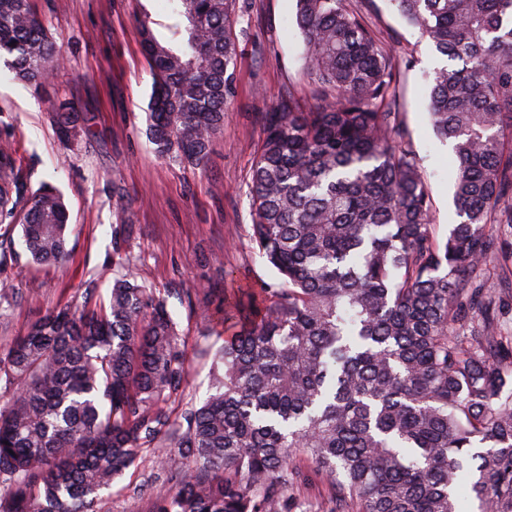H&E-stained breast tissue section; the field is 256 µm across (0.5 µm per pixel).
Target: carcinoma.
<instances>
[{"mask_svg": "<svg viewBox=\"0 0 512 512\" xmlns=\"http://www.w3.org/2000/svg\"><path fill=\"white\" fill-rule=\"evenodd\" d=\"M446 57L428 114L454 155L460 222L440 236L395 103L408 61L345 0H296L306 73L335 96L264 114L251 239L276 270L263 302L224 297L204 404L172 418L186 349L164 300L113 248L112 288L65 303L0 345V512H97L144 450L170 477L149 512H297L319 476L329 512H512V331L493 264L512 260V0H386ZM170 38L140 20L155 81L147 135L162 160L203 164L233 91L237 0H168ZM63 61L30 0H0V62L48 84ZM70 144L83 113L50 102ZM62 194L27 182L0 141V249L21 228L36 264H61Z\"/></svg>", "mask_w": 512, "mask_h": 512, "instance_id": "obj_1", "label": "carcinoma"}]
</instances>
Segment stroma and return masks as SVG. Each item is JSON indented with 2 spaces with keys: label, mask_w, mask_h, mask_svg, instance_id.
Masks as SVG:
<instances>
[{
  "label": "stroma",
  "mask_w": 512,
  "mask_h": 512,
  "mask_svg": "<svg viewBox=\"0 0 512 512\" xmlns=\"http://www.w3.org/2000/svg\"><path fill=\"white\" fill-rule=\"evenodd\" d=\"M375 21L410 65L394 106L407 144L433 198L432 219L447 234L457 216L452 153L436 139L426 112V77L443 62L420 32L384 0H349ZM64 55L54 80L38 89L0 71V140H19L32 186L47 182L70 213L68 260L29 263L21 246L0 251V293L11 305L0 319V344L22 334L48 310L79 300L87 282L112 262V245L136 257L140 284L165 299L186 346L187 385L172 406L180 417L201 406L223 343L221 294L234 288L276 287L278 278L250 239V173L262 140V115L286 95L301 109L331 102L330 89L309 81L295 25L296 0H239L234 94L205 168L170 165L153 152L147 113L153 74L141 47L138 20L149 17L158 38L169 36L167 0H32ZM50 98L74 102L90 135L77 149L60 140ZM120 185L125 198L113 195ZM124 208L123 222L114 211ZM211 289L209 302L195 291ZM157 468L146 453L103 492L98 512H145Z\"/></svg>",
  "instance_id": "1"
}]
</instances>
